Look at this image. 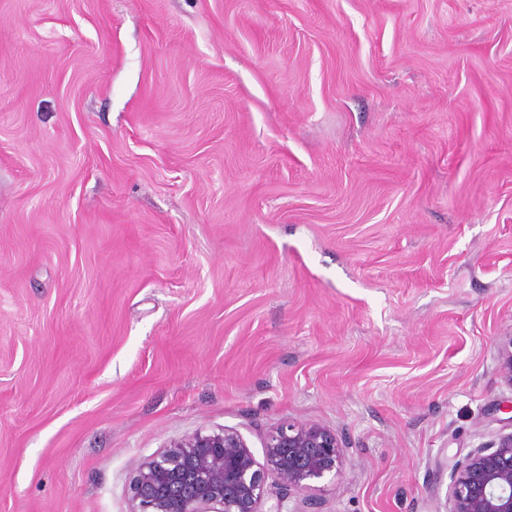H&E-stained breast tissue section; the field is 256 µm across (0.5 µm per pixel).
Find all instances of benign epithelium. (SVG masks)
<instances>
[{
    "label": "benign epithelium",
    "mask_w": 512,
    "mask_h": 512,
    "mask_svg": "<svg viewBox=\"0 0 512 512\" xmlns=\"http://www.w3.org/2000/svg\"><path fill=\"white\" fill-rule=\"evenodd\" d=\"M499 372L512 388V337L499 352ZM347 449L335 431L310 421L271 429L261 462L234 428L197 432L130 475L132 512H286L290 497L339 473ZM449 479L446 512H512V432L472 449Z\"/></svg>",
    "instance_id": "obj_1"
}]
</instances>
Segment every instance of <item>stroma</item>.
<instances>
[{"label":"stroma","instance_id":"obj_1","mask_svg":"<svg viewBox=\"0 0 512 512\" xmlns=\"http://www.w3.org/2000/svg\"><path fill=\"white\" fill-rule=\"evenodd\" d=\"M511 336L512 0H0V512L287 420L445 512Z\"/></svg>","mask_w":512,"mask_h":512}]
</instances>
